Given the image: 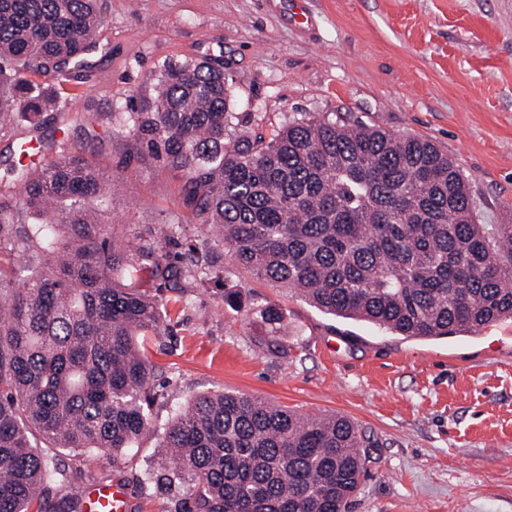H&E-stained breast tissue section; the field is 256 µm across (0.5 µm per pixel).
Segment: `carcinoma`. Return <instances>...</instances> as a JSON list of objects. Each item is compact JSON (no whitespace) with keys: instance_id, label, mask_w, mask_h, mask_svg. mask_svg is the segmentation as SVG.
I'll return each mask as SVG.
<instances>
[{"instance_id":"carcinoma-1","label":"carcinoma","mask_w":512,"mask_h":512,"mask_svg":"<svg viewBox=\"0 0 512 512\" xmlns=\"http://www.w3.org/2000/svg\"><path fill=\"white\" fill-rule=\"evenodd\" d=\"M97 0H0V130H39L64 104L54 84L97 49ZM229 78L211 57L169 62L155 96L128 112L78 113L127 129L135 151L182 173L185 222L214 233L180 264L156 238L117 245L93 214L122 172L71 152L13 160L0 202V512H83L67 491L82 472L57 453L116 460L150 427L154 373L145 341L170 317L153 289L216 273L213 253L296 288L320 311L440 339L512 318V224H480L465 176L415 136L294 119L267 137L224 141ZM269 333L275 307L259 311ZM370 438L350 419L305 418L260 396L197 395L164 429L172 464L156 476L186 489L178 512H350Z\"/></svg>"}]
</instances>
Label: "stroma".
<instances>
[{
  "label": "stroma",
  "instance_id": "obj_1",
  "mask_svg": "<svg viewBox=\"0 0 512 512\" xmlns=\"http://www.w3.org/2000/svg\"><path fill=\"white\" fill-rule=\"evenodd\" d=\"M99 45L62 76L70 112L90 114L155 94L171 61L208 54L229 72L227 138L272 134L305 114L345 116L430 140L467 177L483 224L512 212V0H100ZM70 151L101 154L121 169L102 223L117 242L170 224L161 250L179 262L201 246L180 223L179 172L144 157L121 167L124 136L93 126ZM220 281H196L146 355L155 367L150 432L121 461L90 452L87 464L123 483L131 512H175L149 482L175 412L197 394L235 390L310 417L340 414L375 446L352 512H512V320L429 340L326 314L301 294L257 279L223 257ZM242 306L225 305V288ZM287 328L269 337L256 322L267 305Z\"/></svg>",
  "mask_w": 512,
  "mask_h": 512
}]
</instances>
